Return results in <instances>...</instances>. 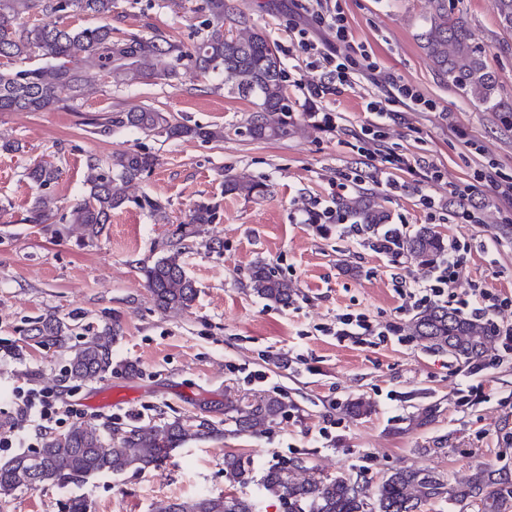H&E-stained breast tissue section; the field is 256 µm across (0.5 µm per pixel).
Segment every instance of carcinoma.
<instances>
[{
	"instance_id": "obj_1",
	"label": "carcinoma",
	"mask_w": 512,
	"mask_h": 512,
	"mask_svg": "<svg viewBox=\"0 0 512 512\" xmlns=\"http://www.w3.org/2000/svg\"><path fill=\"white\" fill-rule=\"evenodd\" d=\"M430 11L417 33L419 46L436 74L489 112L501 113L512 124V105L498 98L497 80L488 69L482 47L474 42L463 11L448 8V0H429ZM499 24L512 31V0H493ZM116 0H0V59L13 68L0 69V112H47L62 103L76 105L87 93V76L103 73L117 89L155 80H172L179 69H194L203 75L224 76V85L255 109L246 119L254 140H283L294 133L288 121L285 69L276 45L265 30L235 12L228 0H203L204 32L188 47L157 31L150 36L130 33L114 37L112 12ZM85 14L98 20L95 26H72L71 16ZM37 54L45 59L38 67H22ZM100 132L133 128L145 136L167 140L224 139V128L184 124L167 112L135 106L119 109L105 122H94ZM148 152H115L108 169L88 163L87 190L63 219L94 240L111 223L112 211L127 201L124 187L140 180L156 165ZM59 168L39 162L28 169L27 178L46 189L58 179ZM269 192L267 184L248 172L224 174V193L253 199ZM336 212L353 220L363 235L373 236L405 254L429 274L448 255V242L423 224L413 232L390 224V214L376 201L374 192L359 187L336 198ZM58 210L56 199L38 195L27 216L29 224H49ZM215 208L197 205L187 222L177 226L179 240L166 255L142 268L145 287L156 307L174 316L192 308L197 287L184 268L186 247L181 240L211 224ZM245 287L268 306H286L296 295L288 279L277 275L266 262L253 264ZM70 326L54 314L26 330L30 346L62 345ZM408 335L470 362L485 356L493 343L491 326L468 318L443 303L420 307L405 326ZM122 335L119 320L69 350L67 377L73 382L109 371L112 343ZM437 406L428 405L409 418L408 427H422L435 418ZM288 412V402L270 394H245L224 406L205 404L200 414L177 417L159 424L129 427L100 426L87 421L74 423L66 432L44 440L30 453L12 456L0 463V499L23 489L50 484L61 486L88 476L110 472H144L161 466L173 449L187 440H208L236 435L260 436ZM224 471L235 482H253L248 461L235 453L224 454ZM512 478L505 470L478 466L467 480L454 484L444 475L415 467L392 472L372 489L351 476H329L314 468L299 479L290 466L277 464L261 478L263 495L288 506V512H423L425 506L447 501L476 512H512ZM159 512H260L259 501L236 493H204L191 501H171Z\"/></svg>"
}]
</instances>
